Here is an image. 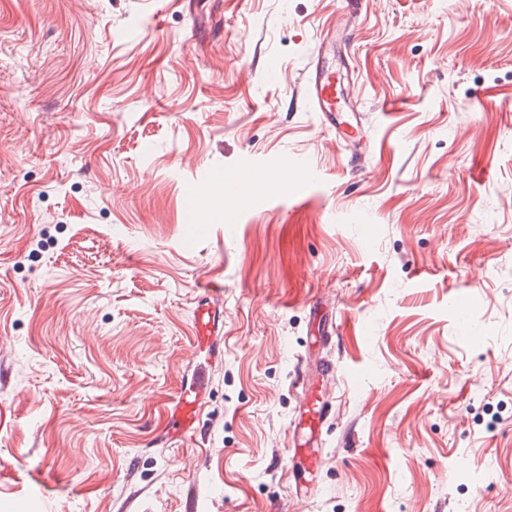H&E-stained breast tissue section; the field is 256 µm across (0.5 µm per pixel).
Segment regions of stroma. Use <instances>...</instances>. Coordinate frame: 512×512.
<instances>
[{"mask_svg":"<svg viewBox=\"0 0 512 512\" xmlns=\"http://www.w3.org/2000/svg\"><path fill=\"white\" fill-rule=\"evenodd\" d=\"M325 39L361 137L301 97ZM295 159L300 189L187 197ZM203 278L218 360L167 441ZM34 485L512 512V0H0V512Z\"/></svg>","mask_w":512,"mask_h":512,"instance_id":"obj_1","label":"stroma"}]
</instances>
